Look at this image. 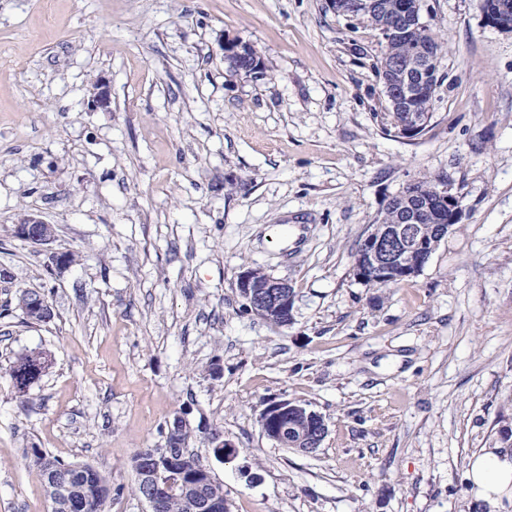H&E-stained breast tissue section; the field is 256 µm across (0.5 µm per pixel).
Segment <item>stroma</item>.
Returning <instances> with one entry per match:
<instances>
[{
  "label": "stroma",
  "instance_id": "stroma-1",
  "mask_svg": "<svg viewBox=\"0 0 512 512\" xmlns=\"http://www.w3.org/2000/svg\"><path fill=\"white\" fill-rule=\"evenodd\" d=\"M422 16L446 47L407 139L378 30L326 0H0V512H49L33 446L106 475V512H149L133 458L178 416L230 512H484L468 461L512 439V33L481 0ZM437 177L460 224L409 281L359 280L369 225ZM23 211L78 263L49 270ZM245 267L292 286L289 325L247 311ZM25 289L51 320L24 322ZM32 349L51 364L21 394L4 368ZM281 400L323 416L315 454L263 435ZM249 47L252 49L249 50ZM253 49L248 44L234 41L224 43V62L227 63L229 70L250 77L251 73H259L261 67L265 68L266 65L258 54L251 55L255 53ZM14 234L29 244L45 248H48L56 237L54 226L47 224L33 212L19 215L14 225Z\"/></svg>",
  "mask_w": 512,
  "mask_h": 512
}]
</instances>
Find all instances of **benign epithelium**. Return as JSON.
Returning <instances> with one entry per match:
<instances>
[{"mask_svg": "<svg viewBox=\"0 0 512 512\" xmlns=\"http://www.w3.org/2000/svg\"><path fill=\"white\" fill-rule=\"evenodd\" d=\"M481 10L486 25L512 32V0H483ZM361 13H393L390 23L380 29L386 43L395 38L416 41L415 53L407 58H393L392 68L402 72L401 82L387 85L384 93L389 106L403 113L401 133L412 136L426 124L429 113L409 112L407 105L418 97L436 92L439 84L438 68L441 53L435 52L427 38V25L422 21V0H401L397 5L380 0H360ZM224 62L229 70L244 74H256L265 66L259 55L250 53L249 45L238 42L223 44ZM436 212L439 231L435 239L428 241L419 230L421 220L413 205H408L399 223L390 225L366 239L367 268L381 276L402 270L414 277L420 273L430 254L448 235V231L460 223L464 205L460 197L451 194L445 186L437 190ZM14 234L25 242L49 247L56 237L53 225L44 222L33 212L19 215ZM237 288L248 309L264 320L278 317L292 322L294 294L291 286L262 268L246 267L237 276ZM263 435L281 448L302 454L316 452L327 437L328 427L322 416L307 407L289 400L273 402L260 414ZM138 476L144 488L143 500L150 512H164L167 495L171 493V481L160 468L154 450H144L137 459ZM82 472L60 474L53 470L42 473L48 498L61 512H92L94 506L77 500V483ZM192 512H224V498L213 496L198 483L189 487Z\"/></svg>", "mask_w": 512, "mask_h": 512, "instance_id": "obj_1", "label": "benign epithelium"}]
</instances>
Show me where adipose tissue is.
Returning <instances> with one entry per match:
<instances>
[{
	"instance_id": "obj_1",
	"label": "adipose tissue",
	"mask_w": 512,
	"mask_h": 512,
	"mask_svg": "<svg viewBox=\"0 0 512 512\" xmlns=\"http://www.w3.org/2000/svg\"><path fill=\"white\" fill-rule=\"evenodd\" d=\"M467 477L473 496L488 512H500L504 502H512V450L482 449L470 459Z\"/></svg>"
}]
</instances>
